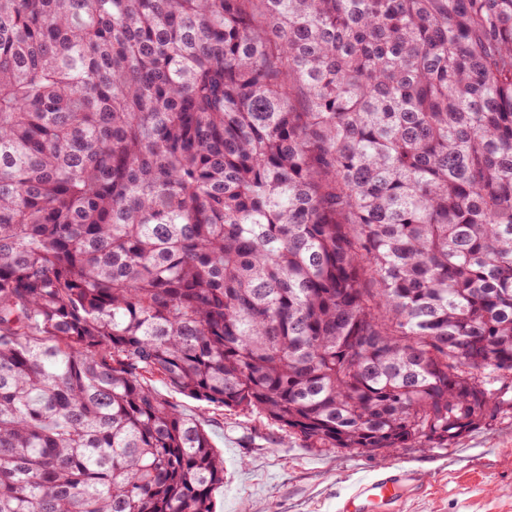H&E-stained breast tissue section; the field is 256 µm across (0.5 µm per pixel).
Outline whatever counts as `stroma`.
I'll use <instances>...</instances> for the list:
<instances>
[{"instance_id": "stroma-1", "label": "stroma", "mask_w": 512, "mask_h": 512, "mask_svg": "<svg viewBox=\"0 0 512 512\" xmlns=\"http://www.w3.org/2000/svg\"><path fill=\"white\" fill-rule=\"evenodd\" d=\"M156 391L201 421L224 457L216 512H338L358 479L386 466L417 470L419 493L402 512H512V408L447 448H394L379 454L318 452L255 414L214 407L154 381Z\"/></svg>"}]
</instances>
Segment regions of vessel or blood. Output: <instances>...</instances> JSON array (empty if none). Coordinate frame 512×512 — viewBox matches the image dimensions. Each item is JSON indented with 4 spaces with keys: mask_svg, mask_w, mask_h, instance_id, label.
Masks as SVG:
<instances>
[{
    "mask_svg": "<svg viewBox=\"0 0 512 512\" xmlns=\"http://www.w3.org/2000/svg\"><path fill=\"white\" fill-rule=\"evenodd\" d=\"M421 488L422 480L414 470L387 467L359 480L339 512H395L403 495Z\"/></svg>",
    "mask_w": 512,
    "mask_h": 512,
    "instance_id": "b4317fda",
    "label": "vessel or blood"
}]
</instances>
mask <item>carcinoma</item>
<instances>
[{"label": "carcinoma", "instance_id": "cac0c4a2", "mask_svg": "<svg viewBox=\"0 0 512 512\" xmlns=\"http://www.w3.org/2000/svg\"><path fill=\"white\" fill-rule=\"evenodd\" d=\"M511 376L512 0H0V512H215L155 377L376 453Z\"/></svg>", "mask_w": 512, "mask_h": 512}]
</instances>
